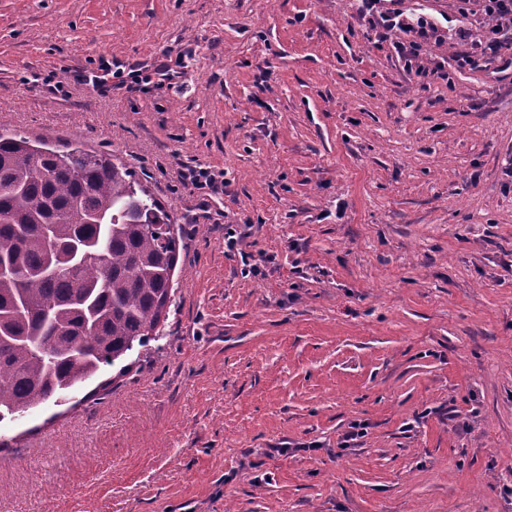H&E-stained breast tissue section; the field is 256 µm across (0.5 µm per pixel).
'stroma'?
<instances>
[{
    "label": "stroma",
    "instance_id": "1",
    "mask_svg": "<svg viewBox=\"0 0 512 512\" xmlns=\"http://www.w3.org/2000/svg\"><path fill=\"white\" fill-rule=\"evenodd\" d=\"M395 6L448 79L358 0H0V132L111 155L184 244L129 373L0 428V512H512V68L457 69L475 0ZM167 50L170 87L76 80ZM364 16H369L373 29L378 30V41L386 42L395 32H401L409 39L405 42L393 43L394 49L408 60V67L412 71V60L419 59L424 45L436 33L435 28L419 14L412 13L411 17L399 9L382 10V0H360ZM188 178L196 189H207L208 192L205 195L209 197L224 193V182H217L215 175L208 171V169H190ZM245 237V233H237L236 229L227 228L224 233V252L228 255L232 253L235 255L237 252L241 256L243 263L242 274L248 276L249 274L257 275L260 272V266L266 263H272L273 259L270 256L260 255L259 259H254L251 254L245 253L242 248V242ZM254 261V263H251Z\"/></svg>",
    "mask_w": 512,
    "mask_h": 512
}]
</instances>
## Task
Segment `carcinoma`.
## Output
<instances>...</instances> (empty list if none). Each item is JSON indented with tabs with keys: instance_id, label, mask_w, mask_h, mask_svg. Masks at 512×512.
Listing matches in <instances>:
<instances>
[{
	"instance_id": "1",
	"label": "carcinoma",
	"mask_w": 512,
	"mask_h": 512,
	"mask_svg": "<svg viewBox=\"0 0 512 512\" xmlns=\"http://www.w3.org/2000/svg\"><path fill=\"white\" fill-rule=\"evenodd\" d=\"M183 249L125 165L0 133V424L157 339Z\"/></svg>"
}]
</instances>
